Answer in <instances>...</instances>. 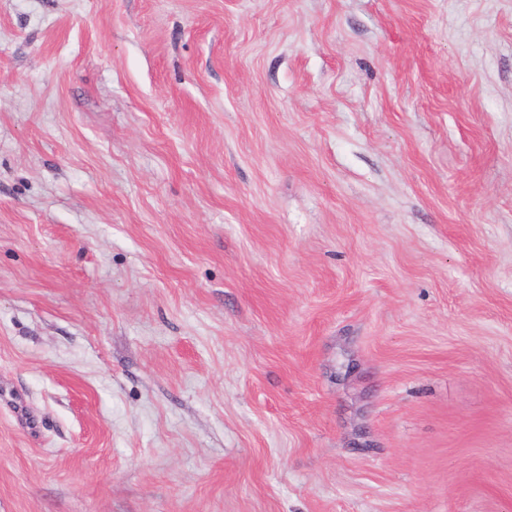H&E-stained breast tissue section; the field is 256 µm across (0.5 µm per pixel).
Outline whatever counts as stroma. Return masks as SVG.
<instances>
[{
	"label": "stroma",
	"instance_id": "obj_1",
	"mask_svg": "<svg viewBox=\"0 0 512 512\" xmlns=\"http://www.w3.org/2000/svg\"><path fill=\"white\" fill-rule=\"evenodd\" d=\"M0 512H512V0H0Z\"/></svg>",
	"mask_w": 512,
	"mask_h": 512
}]
</instances>
